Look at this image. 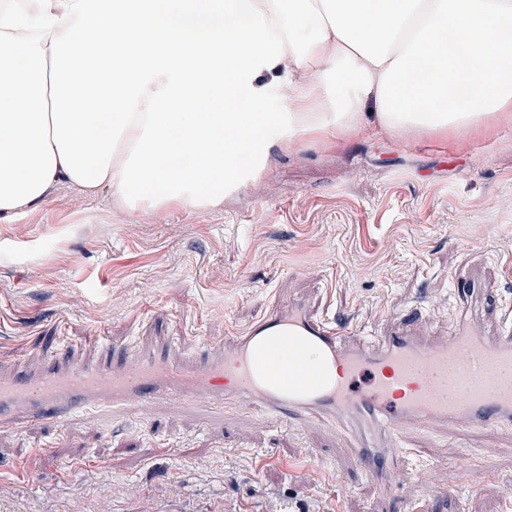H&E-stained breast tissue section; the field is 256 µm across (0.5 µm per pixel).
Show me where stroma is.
<instances>
[{"instance_id":"1","label":"stroma","mask_w":512,"mask_h":512,"mask_svg":"<svg viewBox=\"0 0 512 512\" xmlns=\"http://www.w3.org/2000/svg\"><path fill=\"white\" fill-rule=\"evenodd\" d=\"M512 119L450 141L307 137L221 207L156 216L61 186L0 221V356L36 369L70 341L110 337L117 354L181 340L205 347L271 306L299 304L383 333L442 337L455 277L478 281L498 333L512 308ZM433 464L400 469L383 502L333 420L290 427L242 403L210 426L157 403L64 426L0 428V512H512V426L421 427L403 440Z\"/></svg>"}]
</instances>
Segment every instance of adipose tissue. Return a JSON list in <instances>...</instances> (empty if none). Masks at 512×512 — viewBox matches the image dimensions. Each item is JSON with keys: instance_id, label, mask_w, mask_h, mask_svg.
Wrapping results in <instances>:
<instances>
[{"instance_id": "obj_1", "label": "adipose tissue", "mask_w": 512, "mask_h": 512, "mask_svg": "<svg viewBox=\"0 0 512 512\" xmlns=\"http://www.w3.org/2000/svg\"><path fill=\"white\" fill-rule=\"evenodd\" d=\"M511 112L512 0H0V221L60 185L214 208L285 136Z\"/></svg>"}]
</instances>
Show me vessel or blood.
<instances>
[{
	"label": "vessel or blood",
	"mask_w": 512,
	"mask_h": 512,
	"mask_svg": "<svg viewBox=\"0 0 512 512\" xmlns=\"http://www.w3.org/2000/svg\"><path fill=\"white\" fill-rule=\"evenodd\" d=\"M482 293L478 282L455 279L456 318L443 343L404 324L366 336L296 306L271 308L201 350L184 342L179 362L160 348L116 362L109 337L89 336L93 359L64 370L0 361V427L60 424L103 405L125 411L134 398L177 407L190 398L208 419L228 399L259 403L283 420L319 412L351 436L359 468L386 496L405 431L512 424V313L508 330L486 335L475 313Z\"/></svg>",
	"instance_id": "vessel-or-blood-1"
}]
</instances>
